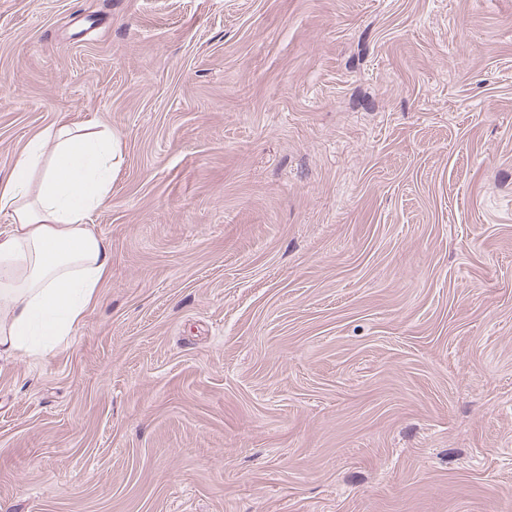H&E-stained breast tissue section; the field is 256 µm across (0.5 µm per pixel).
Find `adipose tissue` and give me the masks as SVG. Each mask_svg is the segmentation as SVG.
Returning a JSON list of instances; mask_svg holds the SVG:
<instances>
[{"instance_id":"adipose-tissue-1","label":"adipose tissue","mask_w":512,"mask_h":512,"mask_svg":"<svg viewBox=\"0 0 512 512\" xmlns=\"http://www.w3.org/2000/svg\"><path fill=\"white\" fill-rule=\"evenodd\" d=\"M120 135L58 121L34 135L0 180V358L40 356L94 306L112 264L88 219L123 162Z\"/></svg>"}]
</instances>
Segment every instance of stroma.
<instances>
[{
  "label": "stroma",
  "mask_w": 512,
  "mask_h": 512,
  "mask_svg": "<svg viewBox=\"0 0 512 512\" xmlns=\"http://www.w3.org/2000/svg\"><path fill=\"white\" fill-rule=\"evenodd\" d=\"M62 118L112 268L0 512H512V0H0V179Z\"/></svg>",
  "instance_id": "obj_1"
}]
</instances>
